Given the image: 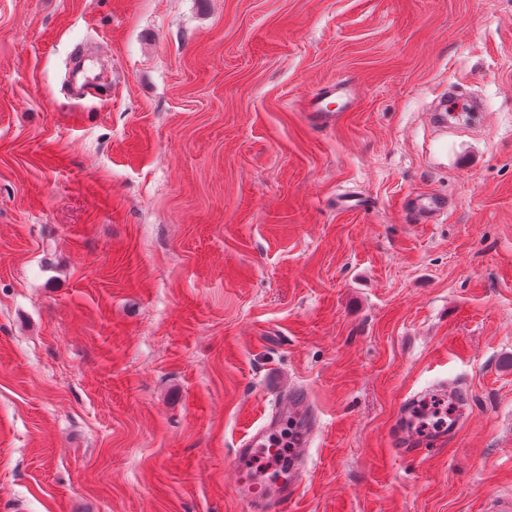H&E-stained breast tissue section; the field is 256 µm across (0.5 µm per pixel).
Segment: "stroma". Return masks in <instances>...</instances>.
Segmentation results:
<instances>
[{
    "instance_id": "obj_1",
    "label": "stroma",
    "mask_w": 512,
    "mask_h": 512,
    "mask_svg": "<svg viewBox=\"0 0 512 512\" xmlns=\"http://www.w3.org/2000/svg\"><path fill=\"white\" fill-rule=\"evenodd\" d=\"M441 379L455 437L398 456ZM283 384L321 420L288 512L512 504V0H0V512H238ZM357 86L354 81L336 78L314 89L302 100L306 120L320 127H333L343 112L353 109ZM336 104V108L332 105ZM450 205L451 202L445 196H427L416 199L415 210L421 222L431 224L447 213Z\"/></svg>"
}]
</instances>
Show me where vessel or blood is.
<instances>
[{
	"label": "vessel or blood",
	"instance_id": "vessel-or-blood-1",
	"mask_svg": "<svg viewBox=\"0 0 512 512\" xmlns=\"http://www.w3.org/2000/svg\"><path fill=\"white\" fill-rule=\"evenodd\" d=\"M357 96L355 82L336 79L326 82L307 94L301 105L306 120L320 127H332L341 113L351 111ZM450 203L443 196H427L416 199L415 210L421 222L434 223L447 213ZM287 418L303 420L304 425L290 456L287 478L272 482L264 490H257L250 472V463L256 448L266 437L276 431ZM320 420L311 409L308 395L295 388L283 389L261 425L240 439L234 450V471L237 497L245 504L247 512H288L289 503L296 497L305 476L308 451ZM449 430L429 435L410 432L405 426H397L394 432L395 451L402 456L418 455L427 445H446Z\"/></svg>",
	"mask_w": 512,
	"mask_h": 512
}]
</instances>
